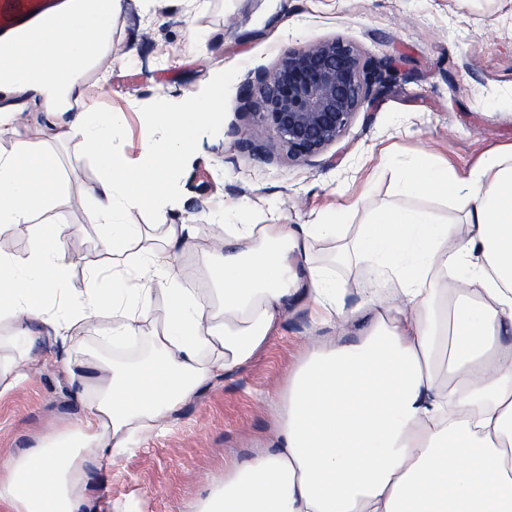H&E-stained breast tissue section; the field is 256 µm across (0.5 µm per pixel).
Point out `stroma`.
Returning a JSON list of instances; mask_svg holds the SVG:
<instances>
[{
	"instance_id": "obj_1",
	"label": "stroma",
	"mask_w": 512,
	"mask_h": 512,
	"mask_svg": "<svg viewBox=\"0 0 512 512\" xmlns=\"http://www.w3.org/2000/svg\"><path fill=\"white\" fill-rule=\"evenodd\" d=\"M339 37L363 56L393 61L392 87L369 110L356 114L343 136L311 162L294 160L252 115L242 113L240 91L257 70L275 68L289 43ZM224 76V103L217 124L203 126L198 146L170 190L166 218L196 224L194 249L176 265L190 269L202 299L215 286L204 255L225 206L242 204L250 224H309L344 211L350 224L369 211L397 202L401 167L421 154L465 174L494 147L512 146V0H123L112 23L103 62L85 79L93 104L121 115L112 140L115 154L136 161L163 133L144 116L155 101L196 96ZM247 131L257 155L239 150L234 128ZM18 129L33 146L53 153L60 189L35 217L66 228L72 265L67 286L79 292L91 266L99 286L113 288L101 247L112 228L89 220L87 195L102 175L81 139L20 115ZM165 305L155 293L139 304L141 335L115 347L108 323L83 330L75 359L132 362L151 347ZM312 333L308 309L289 303L267 345L244 367L212 382L171 415L165 429L140 441L116 462H88L83 474V512H195L200 499L224 479L225 462L243 466L272 449L278 427L274 396L307 352ZM38 369L0 393V461L18 458L51 431L78 424L82 407L63 367L67 354L52 337L30 349Z\"/></svg>"
}]
</instances>
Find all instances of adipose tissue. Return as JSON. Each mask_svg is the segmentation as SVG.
Here are the masks:
<instances>
[{
    "label": "adipose tissue",
    "mask_w": 512,
    "mask_h": 512,
    "mask_svg": "<svg viewBox=\"0 0 512 512\" xmlns=\"http://www.w3.org/2000/svg\"><path fill=\"white\" fill-rule=\"evenodd\" d=\"M121 0H63L55 11L0 34V125L29 111L63 136L81 137L104 174L92 189L93 222L112 226L111 294L96 277L65 287L63 227L45 224L30 261L0 247V323L18 357L0 362L9 390L37 362L35 335L81 344L86 322L112 317L113 344L142 331L132 306L147 286L167 298L151 356L106 365L96 383L74 373L78 426L48 433L39 448L0 462V506L9 512H81L83 463L124 457L214 379L248 363L288 301L313 307L336 332L313 336L276 403L272 450L224 467V481L197 512H512V149H494L460 176L420 156L399 176L402 195L444 198L462 217L443 222L410 207L375 209L347 235L338 224H228L215 234L220 307L188 288L172 259L192 247L195 224L167 223L170 185L215 122L224 98L214 81L189 101H159L152 122L163 140L137 165L113 154L121 117L86 103L85 73L109 44ZM55 157L25 141L0 153V225L20 227L56 193ZM156 214L164 257L141 245L121 206ZM333 261L318 262L317 242ZM369 289L346 302L350 274Z\"/></svg>",
    "instance_id": "obj_1"
}]
</instances>
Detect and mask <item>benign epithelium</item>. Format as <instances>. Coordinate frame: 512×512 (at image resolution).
<instances>
[{
  "mask_svg": "<svg viewBox=\"0 0 512 512\" xmlns=\"http://www.w3.org/2000/svg\"><path fill=\"white\" fill-rule=\"evenodd\" d=\"M391 78L387 61L365 58L340 38L288 47L272 71L256 74L242 110L264 124L292 158L308 162L390 89Z\"/></svg>",
  "mask_w": 512,
  "mask_h": 512,
  "instance_id": "7a95c632",
  "label": "benign epithelium"
}]
</instances>
